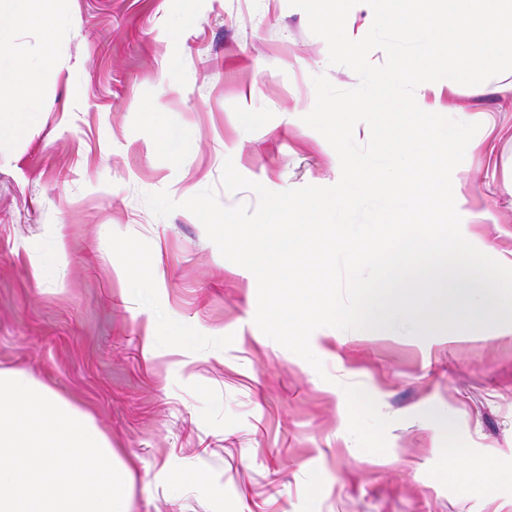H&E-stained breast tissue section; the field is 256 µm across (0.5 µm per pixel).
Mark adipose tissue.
Here are the masks:
<instances>
[{"mask_svg":"<svg viewBox=\"0 0 512 512\" xmlns=\"http://www.w3.org/2000/svg\"><path fill=\"white\" fill-rule=\"evenodd\" d=\"M61 0H0V89L9 88L19 97L13 108L0 107V140L19 135L25 122L40 110V90L56 77L53 51L66 25ZM36 22L40 50L32 55L16 48L19 29Z\"/></svg>","mask_w":512,"mask_h":512,"instance_id":"1","label":"adipose tissue"}]
</instances>
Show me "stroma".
<instances>
[{
    "label": "stroma",
    "mask_w": 512,
    "mask_h": 512,
    "mask_svg": "<svg viewBox=\"0 0 512 512\" xmlns=\"http://www.w3.org/2000/svg\"><path fill=\"white\" fill-rule=\"evenodd\" d=\"M57 77L0 142V367L89 409L135 463L132 512H512V328L458 337L325 335L324 374L254 322L257 284L186 210L145 196L221 190L225 160L273 191L331 186L336 152L303 117L312 76L358 85L288 0H66ZM455 195L479 250L512 267V93H473ZM65 231L68 249L51 241ZM158 269L142 285L132 259ZM45 277L35 281L33 264ZM157 326L144 354L147 322ZM354 387L362 406L341 398ZM462 448L495 475L465 491ZM188 473L201 482L184 485Z\"/></svg>",
    "instance_id": "obj_1"
}]
</instances>
